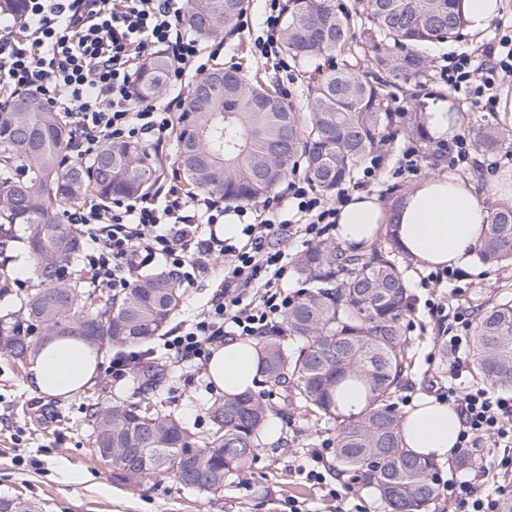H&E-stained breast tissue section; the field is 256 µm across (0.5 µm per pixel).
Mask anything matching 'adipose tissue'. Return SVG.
Returning <instances> with one entry per match:
<instances>
[{
	"mask_svg": "<svg viewBox=\"0 0 512 512\" xmlns=\"http://www.w3.org/2000/svg\"><path fill=\"white\" fill-rule=\"evenodd\" d=\"M489 217L472 181L443 173L416 183L393 209L376 196L352 194L336 213L335 231L346 244L367 246L389 224L404 253L421 265L472 271ZM259 359L257 342L236 341L212 353L207 376L224 392L238 393L255 386ZM100 361L95 345L52 337L30 367V386L45 396L68 397L93 383ZM459 430L455 409L434 398L418 401L402 420L406 446L437 460L451 453Z\"/></svg>",
	"mask_w": 512,
	"mask_h": 512,
	"instance_id": "adipose-tissue-1",
	"label": "adipose tissue"
}]
</instances>
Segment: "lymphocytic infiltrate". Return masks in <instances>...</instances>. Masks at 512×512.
<instances>
[{
    "label": "lymphocytic infiltrate",
    "mask_w": 512,
    "mask_h": 512,
    "mask_svg": "<svg viewBox=\"0 0 512 512\" xmlns=\"http://www.w3.org/2000/svg\"><path fill=\"white\" fill-rule=\"evenodd\" d=\"M183 0H27L26 35L13 25L0 26V92L36 93L52 107L73 113V145L78 156L93 155L104 138L158 139L168 135L180 99L141 104L133 95L132 67L139 55L161 49L171 61L170 83L181 84L189 72L206 70L199 40L187 29ZM483 64L470 55L452 54L440 77L450 90L483 99L496 111L498 88L512 78V29L497 33ZM296 212L293 220L248 221V209L228 210L207 195H189L171 187L163 202L141 198L116 202L107 213L75 210L68 223L93 242L87 257L95 283L112 289L129 285L124 272L140 257L160 259L179 282L191 283L215 253L224 256V292L210 309L165 347L183 359H209L213 345L234 337H259L276 327L292 300L281 285L288 256L272 248V236L304 234L321 239L336 222L345 195L328 202L306 178L287 185ZM244 218L245 246L204 236L202 225L223 223L227 213ZM442 397L457 409L461 430L457 449L473 455L482 443L500 449L495 470L477 462L474 477L451 476L441 489L455 512H498L512 494V396L484 388L464 392L449 388Z\"/></svg>",
    "instance_id": "lymphocytic-infiltrate-1"
}]
</instances>
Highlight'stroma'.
Returning <instances> with one entry per match:
<instances>
[{
  "instance_id": "stroma-1",
  "label": "stroma",
  "mask_w": 512,
  "mask_h": 512,
  "mask_svg": "<svg viewBox=\"0 0 512 512\" xmlns=\"http://www.w3.org/2000/svg\"><path fill=\"white\" fill-rule=\"evenodd\" d=\"M249 25L236 33H220L224 50L218 63L241 66L275 86L293 82L292 103L307 111L308 94L302 80H289L287 72L276 71L256 56L254 42L264 37V0H248ZM424 104L446 101L458 114L455 135L476 140L479 131L493 127L500 135L495 151H473V166L457 168V175L474 182L480 199H488L489 185L500 173L512 170V112L481 111L474 101L449 91L447 85L429 81L419 90ZM408 139L391 138L381 153L375 176L355 170L352 181L343 185L345 194L365 192L387 201L392 193L408 190L418 176L397 174L401 150ZM409 284V311L404 330L409 341L411 365L394 400L398 412L407 403L437 396L448 384L467 390L479 386L468 350L443 349L442 340L458 334L472 335L478 312L503 295L512 296V266L499 268L480 264L478 274L457 272L453 279L423 286L428 269L400 255ZM224 288V258L212 256L207 270L196 273L193 284L181 285L182 301L166 335L186 326L209 309ZM442 303L441 311L430 310V302ZM163 358L165 376L150 398L157 409L179 416L196 438L207 437L211 429L208 407L219 391L207 379L206 364L179 363L165 350L162 338L150 344ZM101 362L95 382L66 398H48L32 392L29 370L0 354V496L21 497L34 502L40 512H290L301 505L304 512H336L327 485H342L335 459H328L325 484H310L294 473L296 460L308 449L332 442L335 424L297 411L278 407L276 394L266 399L274 405V418L281 424L277 437H263L258 455L246 474L225 482L223 491L201 494L184 487L170 475L153 476L135 488L113 478L110 469L91 453L85 415L89 405H106L116 400L137 401L139 393L133 371L124 376L112 372L116 352L100 348Z\"/></svg>"
}]
</instances>
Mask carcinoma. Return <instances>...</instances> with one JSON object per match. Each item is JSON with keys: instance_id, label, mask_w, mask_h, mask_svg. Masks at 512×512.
Instances as JSON below:
<instances>
[{"instance_id": "obj_1", "label": "carcinoma", "mask_w": 512, "mask_h": 512, "mask_svg": "<svg viewBox=\"0 0 512 512\" xmlns=\"http://www.w3.org/2000/svg\"><path fill=\"white\" fill-rule=\"evenodd\" d=\"M462 0H365L361 23L372 54L322 69L350 48L355 22L332 0H289L282 32L284 52L309 70V121L274 86L238 68L218 64L194 81L172 135L184 186L191 193L251 203L269 196L302 164L311 185L331 195L351 181L358 164L395 133L393 88L430 78L427 50L459 38L466 26ZM244 0H188L184 22L207 39L238 28ZM171 62L162 51L142 59L135 74L137 100L166 91ZM404 133L423 139L422 108L407 113ZM72 127L34 93L13 97L0 112V251L16 242L32 261L36 288L0 321V352L18 365L33 359L52 336H98L105 347L148 344L172 320L180 289L163 270L130 274L116 293L84 292L89 271L81 265L86 241L62 223L60 207L142 196L158 182L159 157L135 140H107L86 161L69 159ZM387 246L369 251L322 242L298 260L305 288L283 322L301 339L295 351L270 333L261 350L262 383L280 393L287 410L336 422V473L372 486L387 512H429L439 497L438 465L404 446L401 416L392 398L409 367L403 334L408 285L397 260L391 227ZM491 266L512 264V203L492 206L480 251ZM39 337H33L34 331ZM470 353L476 375L488 386L512 390V298L502 297L475 319ZM145 389L162 379L159 357L136 366ZM364 391L363 405L344 411L345 390ZM211 432L196 438L175 415L150 402L115 401L89 408L92 448L112 476L135 486L171 474L200 493L224 489L247 472L260 445L270 408L246 389L214 399ZM0 512H37L21 498H0Z\"/></svg>"}]
</instances>
